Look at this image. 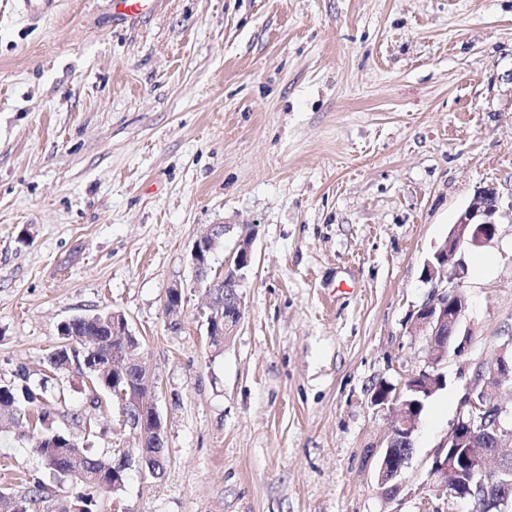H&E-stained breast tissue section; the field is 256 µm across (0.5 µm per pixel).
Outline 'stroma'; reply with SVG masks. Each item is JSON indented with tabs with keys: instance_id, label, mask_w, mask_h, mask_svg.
<instances>
[{
	"instance_id": "stroma-1",
	"label": "stroma",
	"mask_w": 512,
	"mask_h": 512,
	"mask_svg": "<svg viewBox=\"0 0 512 512\" xmlns=\"http://www.w3.org/2000/svg\"><path fill=\"white\" fill-rule=\"evenodd\" d=\"M480 186L512 205V0H161L133 25L106 0H55L39 22L0 0V382L40 380L60 322L126 316L168 462L94 512H468L430 468L512 339V222L465 254L462 354L432 366L408 325ZM213 224L231 227L220 264L254 232L220 348L190 266ZM434 368L445 384L385 495L395 407L373 390ZM50 387L57 431L138 455L77 370ZM1 491L82 506L24 427L0 431Z\"/></svg>"
}]
</instances>
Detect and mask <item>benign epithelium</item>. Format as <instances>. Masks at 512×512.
I'll list each match as a JSON object with an SVG mask.
<instances>
[{"label": "benign epithelium", "mask_w": 512, "mask_h": 512, "mask_svg": "<svg viewBox=\"0 0 512 512\" xmlns=\"http://www.w3.org/2000/svg\"><path fill=\"white\" fill-rule=\"evenodd\" d=\"M512 219V206L503 209L497 191L493 187H479L471 200L459 213L448 230V237L435 247L433 257L425 260L423 278L431 283L432 290L412 316L409 332L426 340L432 365L448 355L449 350L459 354L467 343L460 337V325L467 309V298L462 290V279L467 267L462 259L464 251L491 243L497 235L498 225L503 220ZM230 230L227 224H213L208 233L195 241L190 252V264L195 279L206 283L208 288H235L248 272L254 259L252 248L253 233H241L236 252L227 261L223 275L209 278L212 256L216 253ZM451 276L444 277L445 270ZM91 320L99 322L110 330L112 352L100 357L95 348L88 349L83 370L106 380L103 369L112 367V381L106 388L112 392V400L117 402L124 422L129 426L141 447L151 444L158 449L165 448L166 432L164 421L155 406L146 402L149 378L144 371L136 335L131 331L127 318L120 312H109L100 318L94 314ZM207 336L209 340L224 343L233 335L239 321L230 322L224 318V306L213 302L207 306ZM480 378L488 383H512V352L503 347L494 361L480 371ZM398 403V409L391 423L390 437L379 454L377 483L388 492L397 485L412 451L402 447V441L409 439L416 431L419 412L412 401L403 399V394L392 393L390 388H379L373 394V402L384 406L388 402ZM465 409L460 411L448 433L446 445L440 447L433 457L431 472L439 477L448 472L461 470L470 461L465 449L474 447L477 438L483 433L482 425L491 421L494 432L512 436V430L501 425V409L487 403L485 399L475 400L467 394ZM512 501V488L506 486L496 495L480 497L476 508L481 512H504Z\"/></svg>", "instance_id": "benign-epithelium-1"}]
</instances>
